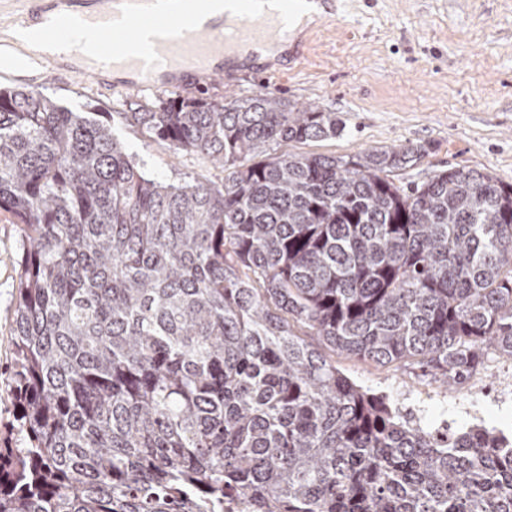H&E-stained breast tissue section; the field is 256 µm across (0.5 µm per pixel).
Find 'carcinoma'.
Instances as JSON below:
<instances>
[{
  "label": "carcinoma",
  "instance_id": "1",
  "mask_svg": "<svg viewBox=\"0 0 512 512\" xmlns=\"http://www.w3.org/2000/svg\"><path fill=\"white\" fill-rule=\"evenodd\" d=\"M126 122L224 168L148 176L97 112L0 89V209L20 226L10 341L20 448L0 512H512V445L441 438L331 351L445 387L512 358V184L464 168L408 189L420 146L275 154L336 113L270 91L180 96Z\"/></svg>",
  "mask_w": 512,
  "mask_h": 512
}]
</instances>
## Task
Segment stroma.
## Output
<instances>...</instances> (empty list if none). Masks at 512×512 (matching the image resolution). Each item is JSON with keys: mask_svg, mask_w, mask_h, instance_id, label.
<instances>
[{"mask_svg": "<svg viewBox=\"0 0 512 512\" xmlns=\"http://www.w3.org/2000/svg\"><path fill=\"white\" fill-rule=\"evenodd\" d=\"M351 2L349 14L310 27L312 41L302 60L272 65L270 75L234 86L214 80L205 94L221 98L267 90L296 106L320 105L342 121L340 136L288 144L291 153L352 156L375 148L423 147L424 155L395 179L404 188L449 167L512 184V0ZM0 87L44 90L79 112H127L171 94L164 87L111 91L91 75L63 79L41 73L35 63L0 64ZM113 131L158 181L224 183L223 169L197 154L176 151L119 120ZM20 255L19 226L0 210V444L17 440L9 336ZM332 360L358 385L387 395L411 424L444 420L455 428L478 423L512 428V395L503 390L512 358L495 350L486 352L469 381L452 390L410 365L381 366L341 353Z\"/></svg>", "mask_w": 512, "mask_h": 512, "instance_id": "35a3bbf8", "label": "stroma"}]
</instances>
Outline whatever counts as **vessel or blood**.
I'll return each instance as SVG.
<instances>
[{"mask_svg":"<svg viewBox=\"0 0 512 512\" xmlns=\"http://www.w3.org/2000/svg\"><path fill=\"white\" fill-rule=\"evenodd\" d=\"M30 13L42 16L35 36L43 42L67 40L71 28L104 37L95 56L69 50L67 56L41 55V69L58 75L101 76L131 71L133 81H111V88L154 89L162 85L188 92L223 78L234 84L240 77L265 72L255 46L278 43L286 61L304 54L301 31L307 30L304 8L315 3L327 17L335 16L341 0H274L269 10H256L252 0H226L224 22L208 26L200 18H172L150 12L135 0H18Z\"/></svg>","mask_w":512,"mask_h":512,"instance_id":"b4317fda","label":"vessel or blood"}]
</instances>
